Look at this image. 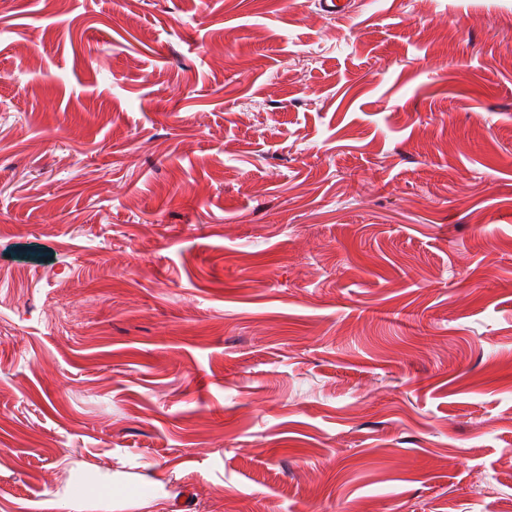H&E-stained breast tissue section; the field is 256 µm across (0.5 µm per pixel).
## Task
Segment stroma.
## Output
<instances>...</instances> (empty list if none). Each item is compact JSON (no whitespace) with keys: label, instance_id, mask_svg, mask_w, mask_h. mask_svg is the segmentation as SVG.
<instances>
[{"label":"stroma","instance_id":"1","mask_svg":"<svg viewBox=\"0 0 512 512\" xmlns=\"http://www.w3.org/2000/svg\"><path fill=\"white\" fill-rule=\"evenodd\" d=\"M512 512V0H0V512ZM57 502L74 512H166L170 506L163 485L146 477L113 478L104 493L67 486L56 493Z\"/></svg>","mask_w":512,"mask_h":512}]
</instances>
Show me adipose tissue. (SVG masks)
Wrapping results in <instances>:
<instances>
[{
  "label": "adipose tissue",
  "mask_w": 512,
  "mask_h": 512,
  "mask_svg": "<svg viewBox=\"0 0 512 512\" xmlns=\"http://www.w3.org/2000/svg\"><path fill=\"white\" fill-rule=\"evenodd\" d=\"M162 484L146 477L113 480L105 492L66 487L57 501L69 512H166Z\"/></svg>",
  "instance_id": "1"
}]
</instances>
